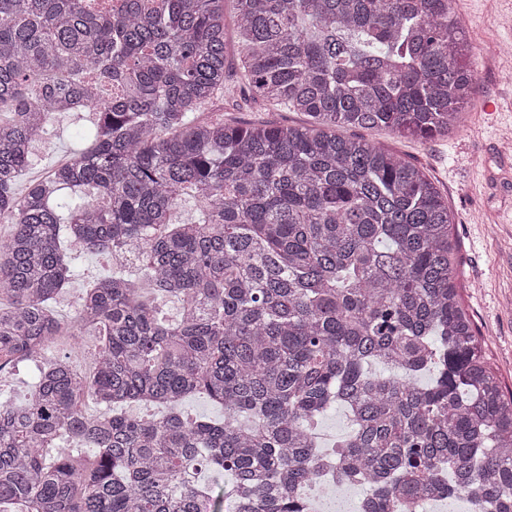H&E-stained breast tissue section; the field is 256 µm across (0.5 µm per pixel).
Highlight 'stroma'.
Masks as SVG:
<instances>
[{"instance_id": "stroma-1", "label": "stroma", "mask_w": 512, "mask_h": 512, "mask_svg": "<svg viewBox=\"0 0 512 512\" xmlns=\"http://www.w3.org/2000/svg\"><path fill=\"white\" fill-rule=\"evenodd\" d=\"M458 8L470 41L501 50L499 56L478 60L476 102L463 128L427 141L383 129H364L360 135L422 167L447 200L459 243L462 304L481 333L488 362L512 389V0H458ZM224 117L239 123L305 121L299 113L241 94L225 97ZM94 120L91 112L56 113L33 146L24 180L45 177L70 159L87 144ZM119 268L111 252H81L74 276L51 303L56 317L71 324L83 292ZM99 346L96 329L84 327L77 337H63L54 353L87 372ZM37 381L26 361L1 371L0 403L25 402Z\"/></svg>"}]
</instances>
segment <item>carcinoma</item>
I'll list each match as a JSON object with an SVG mask.
<instances>
[{"label": "carcinoma", "mask_w": 512, "mask_h": 512, "mask_svg": "<svg viewBox=\"0 0 512 512\" xmlns=\"http://www.w3.org/2000/svg\"><path fill=\"white\" fill-rule=\"evenodd\" d=\"M476 57L455 0H0V368L63 329L61 234L138 270L79 303L77 323L105 332L92 378L60 359L27 403L0 405V512H314L323 461L370 484L366 512L433 492L512 512V391L461 306L448 202L423 168L338 133L460 129ZM100 67L105 103L84 80ZM233 68L307 122L202 118ZM85 109L91 145L17 194L38 131ZM143 279L182 299L179 321L140 299ZM195 393L224 418L184 417ZM85 396L109 414L87 417ZM131 402L164 415L118 410ZM335 404L351 429L326 449ZM71 438L90 454H50ZM204 470L228 477L222 494Z\"/></svg>", "instance_id": "carcinoma-1"}]
</instances>
